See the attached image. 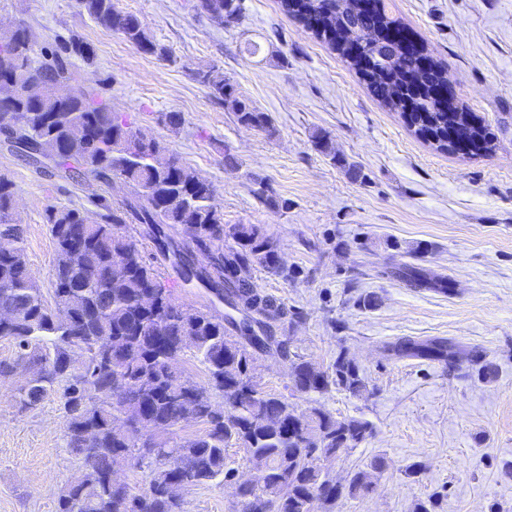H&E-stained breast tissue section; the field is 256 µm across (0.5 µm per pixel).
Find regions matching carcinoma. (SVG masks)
<instances>
[{
    "label": "carcinoma",
    "mask_w": 512,
    "mask_h": 512,
    "mask_svg": "<svg viewBox=\"0 0 512 512\" xmlns=\"http://www.w3.org/2000/svg\"><path fill=\"white\" fill-rule=\"evenodd\" d=\"M281 2L288 15L301 17L308 30L348 58L372 93L400 111L424 140L446 151L457 150L456 143L464 140L472 155L491 148L484 125L474 122L454 97L435 94L447 77L438 62L423 71L399 45L385 43L381 33L404 29L387 12L385 0H375L370 13L350 0ZM77 4L97 25L120 34L139 52L165 54L139 18L120 9L115 0ZM362 31H372L375 37L365 45L364 59H354L348 49L353 35ZM32 43L29 27L20 22L15 47L0 48V84L13 88L9 112L0 111V135H16L22 143L16 153L29 160L44 159L39 168L62 179L91 177L105 185L119 179L138 189L137 196L117 208L102 204L105 213L97 224L84 223L76 208L50 213L55 258L51 288L45 292L28 268L25 228L13 218V183L0 175V240H9V246L0 247V307L15 313L11 322L0 320V338L14 341L16 361L43 372L37 384L16 395V402L29 408L56 399L67 448L81 461L78 474L59 494L57 512H183L182 500L170 486L181 482L190 489L224 482L232 470L226 463V448L232 445L245 450L247 462L258 472L255 483L238 492L249 512H309V496L326 484L328 463L341 449L364 441L371 427L354 417L339 420L320 406L299 414L288 398L265 392L240 408L229 403L252 382L254 361L253 355L234 347L231 329L255 340L261 350L273 343L288 354L275 337L287 313L253 283L260 268L283 271L276 261V241L258 224L224 225L212 182L187 168L146 129L112 111L101 93L79 89L64 99L31 96L30 79L68 84L74 80L72 59L87 64L94 59L93 49L76 36L51 52L37 51ZM197 79L241 125L271 127L269 114L240 96L223 74L211 68L198 73ZM129 221L154 225L140 231L151 241L186 229L185 252L175 263L182 280L206 282L240 319L178 302L137 241L113 232L114 225ZM198 252L206 262L196 263ZM114 257L127 261L128 268L119 277L112 275ZM398 275L411 285L424 284L422 270L412 264L400 266ZM150 288L167 301L166 321L140 334L143 298ZM61 306L69 309L74 327L57 320ZM74 336L92 347L80 365L71 362ZM188 351L203 366L206 381H197L176 363ZM397 351L446 363L454 356L447 343L410 339L399 343ZM100 359L121 369L124 385L114 386ZM292 369L296 391L307 395L335 388L357 396L365 387L358 367L343 352L328 371L298 355ZM121 414L149 422L145 445L155 449L151 461L131 465L146 471L148 478L147 487L138 492L112 484L114 460L131 452L128 437L113 427ZM170 418L200 423L204 430L192 438L176 436L164 427ZM171 457L185 459L188 469L169 467ZM368 492L365 472L357 471L337 488L327 489L328 503Z\"/></svg>",
    "instance_id": "obj_1"
}]
</instances>
